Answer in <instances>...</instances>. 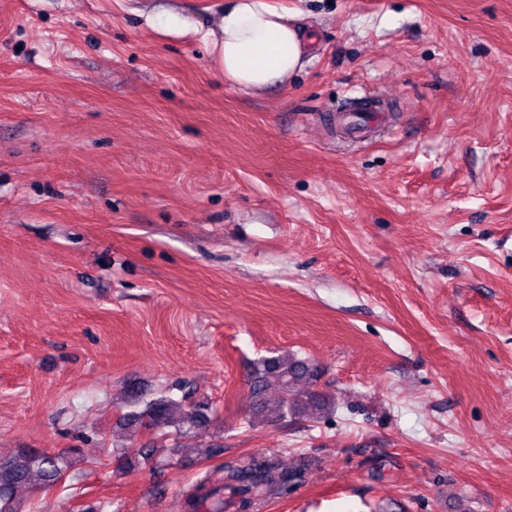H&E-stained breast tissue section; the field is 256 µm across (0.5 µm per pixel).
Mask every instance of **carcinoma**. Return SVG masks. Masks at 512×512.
Instances as JSON below:
<instances>
[{"label": "carcinoma", "instance_id": "obj_1", "mask_svg": "<svg viewBox=\"0 0 512 512\" xmlns=\"http://www.w3.org/2000/svg\"><path fill=\"white\" fill-rule=\"evenodd\" d=\"M300 379L308 380L304 392L295 390ZM317 370L307 361L287 351L275 350L254 366L252 394L253 414L282 420L306 407L319 410L330 408L329 400L314 391ZM210 407L204 401L190 402L160 395L140 410L131 411L124 419L140 424L151 436L140 452L143 460L154 459L157 449L166 448L173 454L183 440H194L197 446L211 452L215 445L206 440L210 422ZM72 459L65 452L22 449L10 457H0V512H17L18 494L38 482L50 488L65 478ZM306 468L285 470L273 457H255L244 465L227 469L225 480L200 484L188 506L197 508L209 502L207 512H224V484L235 487L243 498L274 487L293 485L305 479Z\"/></svg>", "mask_w": 512, "mask_h": 512}]
</instances>
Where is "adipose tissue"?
I'll return each mask as SVG.
<instances>
[{
    "label": "adipose tissue",
    "mask_w": 512,
    "mask_h": 512,
    "mask_svg": "<svg viewBox=\"0 0 512 512\" xmlns=\"http://www.w3.org/2000/svg\"><path fill=\"white\" fill-rule=\"evenodd\" d=\"M202 38L220 74L234 85L263 90L303 65L308 36L266 0H231Z\"/></svg>",
    "instance_id": "1"
}]
</instances>
